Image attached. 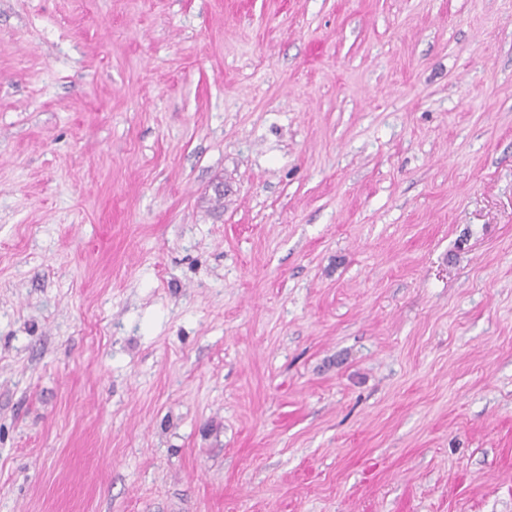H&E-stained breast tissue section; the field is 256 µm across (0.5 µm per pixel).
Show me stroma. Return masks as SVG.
Returning <instances> with one entry per match:
<instances>
[{"instance_id":"35a3bbf8","label":"stroma","mask_w":512,"mask_h":512,"mask_svg":"<svg viewBox=\"0 0 512 512\" xmlns=\"http://www.w3.org/2000/svg\"><path fill=\"white\" fill-rule=\"evenodd\" d=\"M0 512H512V0H0Z\"/></svg>"}]
</instances>
